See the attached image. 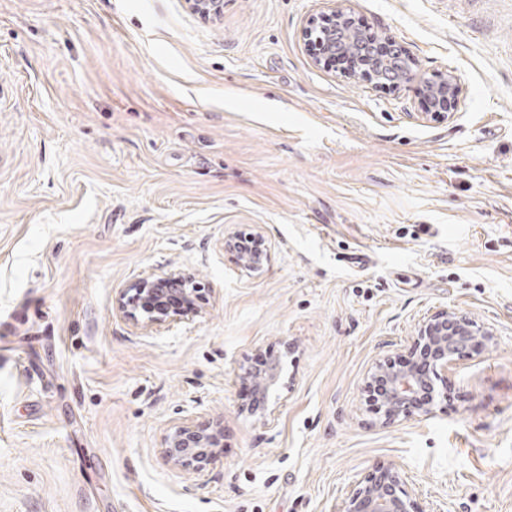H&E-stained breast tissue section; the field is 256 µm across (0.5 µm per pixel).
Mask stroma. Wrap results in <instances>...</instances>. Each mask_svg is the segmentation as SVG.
I'll use <instances>...</instances> for the list:
<instances>
[{
  "label": "stroma",
  "instance_id": "stroma-1",
  "mask_svg": "<svg viewBox=\"0 0 512 512\" xmlns=\"http://www.w3.org/2000/svg\"><path fill=\"white\" fill-rule=\"evenodd\" d=\"M329 6L0 0V512H343L389 466L421 512H512V0H344L411 58L395 90L313 64ZM442 73L463 92L429 122ZM184 271L193 318L118 310ZM444 311L487 338L382 425L370 369ZM185 420L222 438L199 470L163 452ZM236 233H229L224 237L225 249L233 248L237 253L243 251L255 250L257 252L250 253L242 256L240 260L241 266L249 272H259L263 269L264 264L267 262V253L262 250L264 243L255 238L250 232L238 234L237 242L235 243ZM262 250V251H259ZM161 281V280H159ZM157 280L151 277H141L129 282L119 291L117 300L118 308L123 313L136 318V314L129 308L140 309L146 317L144 323L147 325H160L166 322H174L178 317L183 316L187 311L177 310L175 312L164 311L156 307L157 297H159L158 288H167L164 281L159 282L154 288ZM132 308V309H133ZM134 310V309H133ZM266 356H260L255 361V366L253 370H260L261 366H264L267 362ZM256 374V384L258 386V392L261 395L262 402L265 403L270 393L274 390V388L278 385L281 374V362L278 356H271L269 361L267 362L264 370L261 373L254 371ZM254 381L253 375H250V388L249 386L244 387L247 395L256 394L257 388Z\"/></svg>",
  "mask_w": 512,
  "mask_h": 512
}]
</instances>
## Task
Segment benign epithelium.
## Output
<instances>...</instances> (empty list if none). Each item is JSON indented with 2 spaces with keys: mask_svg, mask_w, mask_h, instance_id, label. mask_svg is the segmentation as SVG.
<instances>
[{
  "mask_svg": "<svg viewBox=\"0 0 512 512\" xmlns=\"http://www.w3.org/2000/svg\"><path fill=\"white\" fill-rule=\"evenodd\" d=\"M194 13L204 18H216L223 13L224 0H185ZM345 19L339 6L330 9L325 16L311 15L301 30L303 38L311 40L314 29L323 33L325 44L331 50L338 49L336 42V21ZM397 56L388 59L372 60L370 76L367 80L381 87L395 88L401 80L395 78L393 62ZM434 97L435 106L425 113L424 119L438 121L449 115L452 105L462 93V86L456 76L427 85ZM267 262V253L257 251L242 256L241 266L248 272H259ZM166 280L182 287L187 300L196 293L197 280L192 273H172ZM156 281L150 277H141L120 289L118 308L131 317H136L139 309L146 317L144 323L160 325L174 322L183 316V311H164L156 307L158 289ZM476 326L460 313L438 314L419 326L412 344H425L435 349V357L424 371L416 368L404 371L395 370L387 361H379L371 374V379L383 377L388 380L390 390L383 407V423L391 424L410 410L427 411L436 399L448 396V378L457 358L462 356L470 344V337L476 335ZM281 374L279 357L269 359L264 370L256 374V384L262 401H267L270 393L278 385ZM217 434H204L182 422L173 426L165 441L164 452L175 464L187 468H197L200 460L210 455L216 447ZM345 512H418L416 500L405 488L398 471L389 468L380 473H369L357 480L345 504Z\"/></svg>",
  "mask_w": 512,
  "mask_h": 512,
  "instance_id": "benign-epithelium-1",
  "label": "benign epithelium"
}]
</instances>
